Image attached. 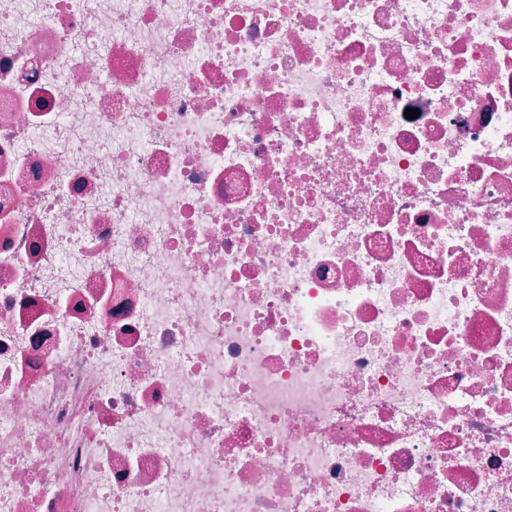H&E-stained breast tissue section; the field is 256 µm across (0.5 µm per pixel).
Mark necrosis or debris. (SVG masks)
<instances>
[{
  "label": "necrosis or debris",
  "mask_w": 512,
  "mask_h": 512,
  "mask_svg": "<svg viewBox=\"0 0 512 512\" xmlns=\"http://www.w3.org/2000/svg\"><path fill=\"white\" fill-rule=\"evenodd\" d=\"M0 512H512V0H0Z\"/></svg>",
  "instance_id": "1"
}]
</instances>
